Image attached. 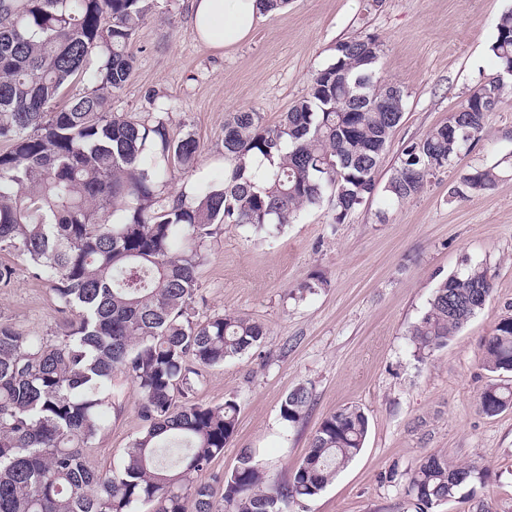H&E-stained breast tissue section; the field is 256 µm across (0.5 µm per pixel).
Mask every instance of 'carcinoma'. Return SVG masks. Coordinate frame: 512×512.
Wrapping results in <instances>:
<instances>
[{
	"mask_svg": "<svg viewBox=\"0 0 512 512\" xmlns=\"http://www.w3.org/2000/svg\"><path fill=\"white\" fill-rule=\"evenodd\" d=\"M151 0H0V252L24 257L69 315L54 336L0 321V512H281L280 504L318 496L363 449L369 419L358 405L327 416L285 484L272 481L246 449L219 481L197 477L233 439L239 407L192 396L190 375L259 345L266 329L232 314L195 319L203 247L215 224L271 235L329 198L342 223L378 187L381 155L400 124L404 99L376 77L380 43L372 36L336 43L306 95L270 126L258 112L224 121V159L236 162L220 189L194 201L164 193L172 174L196 164L199 143L169 136L160 117L111 112L112 93L134 71L128 45ZM491 51L499 74L480 85L444 123L406 144L384 192L402 202L449 169L484 137L487 113L507 94L512 70V10L496 23ZM97 70L88 74L92 58ZM83 93L65 98L77 82ZM271 168L245 175L244 160ZM507 177L497 162L449 188L453 197L492 190ZM488 267L474 264L443 280L409 330L424 360L448 345L484 309ZM482 366L512 373V316L482 343ZM142 397L140 435L119 467H88L117 384ZM311 401L304 385L281 403L287 425ZM512 408V383L489 384L480 410ZM484 477L475 464L428 455L409 479L415 512H432Z\"/></svg>",
	"mask_w": 512,
	"mask_h": 512,
	"instance_id": "carcinoma-1",
	"label": "carcinoma"
}]
</instances>
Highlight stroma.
Here are the masks:
<instances>
[{"label":"stroma","instance_id":"35a3bbf8","mask_svg":"<svg viewBox=\"0 0 512 512\" xmlns=\"http://www.w3.org/2000/svg\"><path fill=\"white\" fill-rule=\"evenodd\" d=\"M190 0H153L129 46L135 69L113 93L112 109L162 118L170 137L194 133L197 170L175 175L178 195L224 185V118L255 111L276 124L305 95L336 42L371 34L381 44L378 78L400 86L404 114L379 165L386 181L402 148L447 120L470 93L497 74L490 46L512 0H288L251 35L215 50L188 30ZM512 156V95L488 113L486 134L423 192L397 203L384 192L334 223L330 203L301 211L268 238L218 224L205 246L195 303L198 319L230 313L261 322L262 343L195 379L198 400L235 399L237 431L224 455L200 476L216 482L254 449L276 482H287L321 421L345 404L361 406L369 431L361 453L317 497L283 512H413L408 478L430 453L486 472L467 498L433 512H473L477 501L512 512V409L489 417L479 406L496 374L482 366L481 343L512 316V180L451 198L450 184ZM0 288V320L41 336L62 319L45 281L26 262ZM486 265L494 290L485 309L448 346L418 361L408 336L436 286L472 264ZM325 281L301 296L298 283ZM307 386L311 402L292 426L280 417L285 396ZM86 451L99 470L117 467L140 434V395L130 381Z\"/></svg>","mask_w":512,"mask_h":512}]
</instances>
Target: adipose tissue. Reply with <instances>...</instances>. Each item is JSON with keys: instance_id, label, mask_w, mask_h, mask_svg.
<instances>
[{"instance_id": "ef3b65f1", "label": "adipose tissue", "mask_w": 512, "mask_h": 512, "mask_svg": "<svg viewBox=\"0 0 512 512\" xmlns=\"http://www.w3.org/2000/svg\"><path fill=\"white\" fill-rule=\"evenodd\" d=\"M263 13V0H192L187 25L202 44L222 49L244 40Z\"/></svg>"}]
</instances>
